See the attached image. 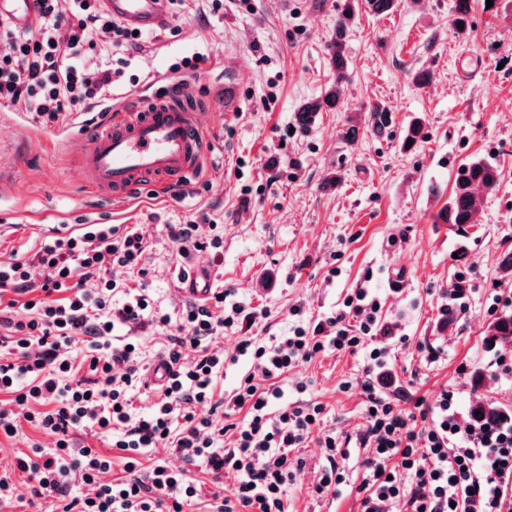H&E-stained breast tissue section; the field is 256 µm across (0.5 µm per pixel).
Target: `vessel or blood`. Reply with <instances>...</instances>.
Listing matches in <instances>:
<instances>
[{
    "mask_svg": "<svg viewBox=\"0 0 512 512\" xmlns=\"http://www.w3.org/2000/svg\"><path fill=\"white\" fill-rule=\"evenodd\" d=\"M104 9L129 30L164 27L165 0H101ZM39 0H0V19L22 31L38 21ZM213 105L185 85L176 91L141 89L119 102L78 112L70 124L77 133L63 146L75 158L81 184L108 200L126 198L143 184L157 193L198 172L210 151L215 129Z\"/></svg>",
    "mask_w": 512,
    "mask_h": 512,
    "instance_id": "vessel-or-blood-1",
    "label": "vessel or blood"
}]
</instances>
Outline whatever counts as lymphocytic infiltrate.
I'll use <instances>...</instances> for the list:
<instances>
[{
	"label": "lymphocytic infiltrate",
	"instance_id": "lymphocytic-infiltrate-1",
	"mask_svg": "<svg viewBox=\"0 0 512 512\" xmlns=\"http://www.w3.org/2000/svg\"><path fill=\"white\" fill-rule=\"evenodd\" d=\"M133 35L102 10L99 0H41L33 31L19 33L0 20V106H20L56 122L112 93L122 68L88 71L87 56L106 42L125 52L140 49ZM179 256L221 252L218 230L202 234L188 221L166 227ZM147 247L139 228L91 224L84 231L42 240L33 254L0 264V328L9 351L0 359V393L16 410L0 409V434L14 437L29 424L52 438L49 450L16 457L0 470V503L16 490L22 473L37 498L57 500L59 512H288L287 488L304 465L295 451L320 431L324 464L317 494H338L345 482V445L366 454L359 487L361 512H512V419L463 424L454 394L442 391L431 409L409 413L402 393L387 394L374 379L389 362L380 344L378 301L361 290L342 312L315 326L294 325L288 335L258 343L238 337L232 352L219 345L226 330L254 324L259 316L231 290L210 301L183 306L179 318L154 310L147 295L118 284L112 272L135 268ZM151 321L168 336L162 357L167 378L148 410L135 412L132 394L145 366L136 340L117 346L114 329ZM84 345L81 362L72 352ZM369 346L361 390L368 413L356 437L323 429L318 403L288 402L279 378L327 350ZM253 361L231 396L218 392L224 369ZM244 421H234L238 411ZM111 439L123 451V476L112 477V460L74 432ZM169 449L181 467L148 464L152 449ZM220 478L234 477L232 494L189 475V466Z\"/></svg>",
	"mask_w": 512,
	"mask_h": 512
}]
</instances>
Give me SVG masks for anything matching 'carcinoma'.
<instances>
[{
	"label": "carcinoma",
	"mask_w": 512,
	"mask_h": 512,
	"mask_svg": "<svg viewBox=\"0 0 512 512\" xmlns=\"http://www.w3.org/2000/svg\"><path fill=\"white\" fill-rule=\"evenodd\" d=\"M374 16L391 13L398 5V0H345L344 9L336 23V30L329 44V64L336 76V85L320 99L302 103L296 112L295 120L302 129L308 128L316 115L325 110H336L341 105L339 85L347 78L349 64L346 53V30L358 2ZM472 0H457L453 23L458 25L457 34L468 39L471 33ZM392 124L390 109L384 104H377L366 116V127L381 137L387 134ZM425 138L424 127L418 120L411 122L404 130L402 144L412 143L417 146ZM500 171L497 166L482 157L471 158L461 164L456 171L453 194L436 216L438 224H453L465 229L475 223L476 196L480 191H492L499 183ZM489 340L501 347L512 342V309L504 311L487 328ZM478 414V419H502L509 415L503 407L483 400L471 406L470 414Z\"/></svg>",
	"instance_id": "carcinoma-1"
}]
</instances>
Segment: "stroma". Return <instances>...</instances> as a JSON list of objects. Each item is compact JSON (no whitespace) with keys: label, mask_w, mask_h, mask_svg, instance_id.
Segmentation results:
<instances>
[{"label":"stroma","mask_w":512,"mask_h":512,"mask_svg":"<svg viewBox=\"0 0 512 512\" xmlns=\"http://www.w3.org/2000/svg\"><path fill=\"white\" fill-rule=\"evenodd\" d=\"M455 3L399 0L379 17L356 10L344 106L301 131L298 106L334 81L328 45L342 0H224L217 14L205 0H185L178 33L129 55L123 81L162 92L177 57L208 55L193 86L219 124L202 170L176 199L141 186L126 200L102 201L77 180L72 156L49 142L66 133L65 121L45 124L0 106V262L39 247L47 211L57 224H135L148 242L142 269L116 277L146 287L152 306L173 315L185 300L175 266L193 267L201 256L177 259L165 227L204 216L224 227L215 284L267 313L250 330L257 340L333 315L363 288L393 330L394 388L429 404L453 391L462 418L479 399L512 410V376L498 365L503 351L486 343L488 325L512 303L504 265L512 255V0H474L466 39L453 25ZM466 56L475 64L467 75L458 70ZM420 69L432 72L428 85L413 80ZM377 103L392 112L390 136L363 127L346 142L344 127ZM416 118L425 138L407 151L402 133ZM475 156L496 162L501 180L482 194L477 222L463 235L436 215L458 166ZM335 172L341 183L327 187ZM460 277L473 292L447 324L441 310ZM296 307L301 317L292 316ZM366 362L361 350L318 356L289 372L285 396L322 404L326 425L355 434L364 422L358 385ZM299 383L304 393L295 392ZM299 455L305 467L288 486L289 512H358L362 449H352L333 498L314 491L324 462L316 441Z\"/></svg>","instance_id":"obj_1"}]
</instances>
